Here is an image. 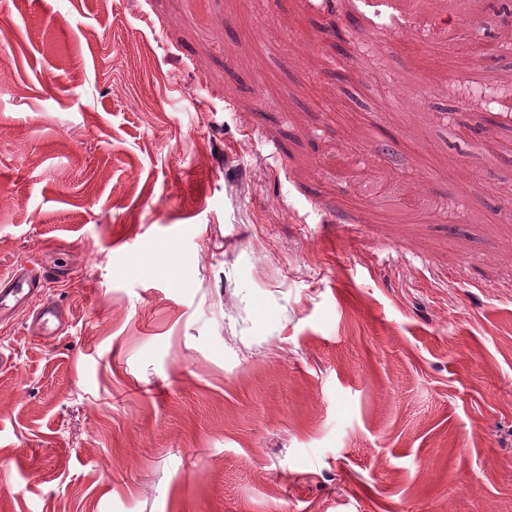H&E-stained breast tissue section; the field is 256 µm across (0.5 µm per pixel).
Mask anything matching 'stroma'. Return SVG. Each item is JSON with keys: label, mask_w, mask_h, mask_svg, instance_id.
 <instances>
[{"label": "stroma", "mask_w": 512, "mask_h": 512, "mask_svg": "<svg viewBox=\"0 0 512 512\" xmlns=\"http://www.w3.org/2000/svg\"><path fill=\"white\" fill-rule=\"evenodd\" d=\"M368 3L0 0V512H512V15ZM52 276L40 268L15 270L7 278L0 277V318L18 310H27L33 301L42 303L31 313L32 329L39 336L58 333L65 322L64 308L52 298H44L46 284Z\"/></svg>", "instance_id": "1"}]
</instances>
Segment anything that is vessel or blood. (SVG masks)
<instances>
[{
    "label": "vessel or blood",
    "mask_w": 512,
    "mask_h": 512,
    "mask_svg": "<svg viewBox=\"0 0 512 512\" xmlns=\"http://www.w3.org/2000/svg\"><path fill=\"white\" fill-rule=\"evenodd\" d=\"M49 279L47 271L36 267L18 269L8 277H0V318L27 309L31 312L35 334H57L65 322V310L54 299L45 297Z\"/></svg>",
    "instance_id": "1"
}]
</instances>
